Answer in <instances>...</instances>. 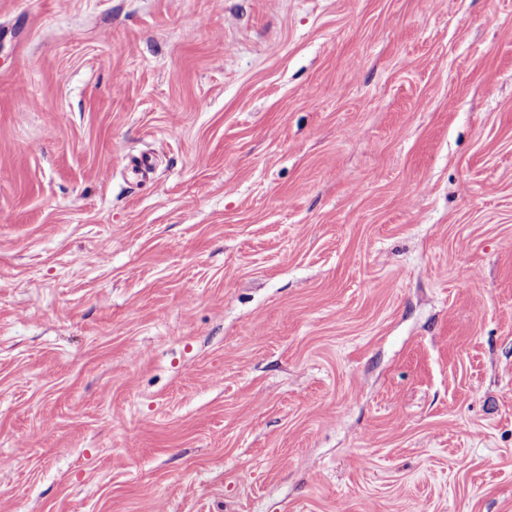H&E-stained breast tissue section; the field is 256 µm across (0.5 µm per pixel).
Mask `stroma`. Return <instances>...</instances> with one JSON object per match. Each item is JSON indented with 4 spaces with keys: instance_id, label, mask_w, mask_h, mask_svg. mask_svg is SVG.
<instances>
[{
    "instance_id": "1",
    "label": "stroma",
    "mask_w": 512,
    "mask_h": 512,
    "mask_svg": "<svg viewBox=\"0 0 512 512\" xmlns=\"http://www.w3.org/2000/svg\"><path fill=\"white\" fill-rule=\"evenodd\" d=\"M0 512H512V0H0Z\"/></svg>"
}]
</instances>
